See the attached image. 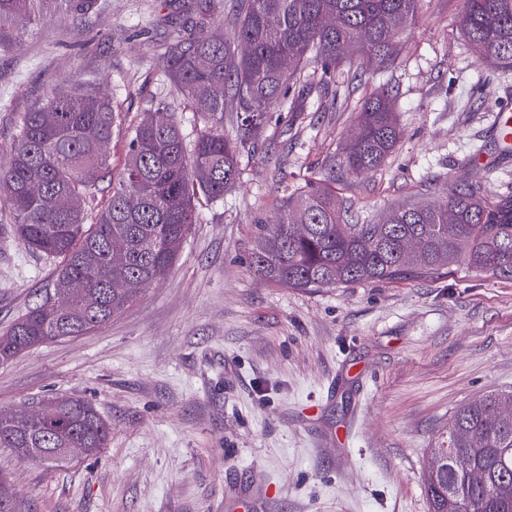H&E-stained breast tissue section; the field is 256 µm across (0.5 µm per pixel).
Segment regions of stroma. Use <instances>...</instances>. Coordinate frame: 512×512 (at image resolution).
<instances>
[{"label":"stroma","mask_w":512,"mask_h":512,"mask_svg":"<svg viewBox=\"0 0 512 512\" xmlns=\"http://www.w3.org/2000/svg\"><path fill=\"white\" fill-rule=\"evenodd\" d=\"M195 0H96L0 34V156L22 112L58 89L110 97L124 128L167 97L188 139L205 128L161 54ZM463 0H422L391 67L332 76L337 108L267 114L257 149L199 221L169 274L102 329L0 363V407L88 400L106 448L48 467L0 448L18 512H428L431 450L452 414L512 390V279L454 267L429 276L297 289L254 275L258 219L319 177L350 141L361 100L396 98L402 139L377 171L336 182L355 221L444 199L449 185L512 195V153L490 125L512 107V71L478 61L457 20ZM493 157L473 166L477 155ZM53 287L51 263L0 244V334Z\"/></svg>","instance_id":"1"}]
</instances>
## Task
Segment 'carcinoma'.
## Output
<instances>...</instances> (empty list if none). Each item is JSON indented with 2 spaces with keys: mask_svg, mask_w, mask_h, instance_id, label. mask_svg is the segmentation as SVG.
I'll list each match as a JSON object with an SVG mask.
<instances>
[{
  "mask_svg": "<svg viewBox=\"0 0 512 512\" xmlns=\"http://www.w3.org/2000/svg\"><path fill=\"white\" fill-rule=\"evenodd\" d=\"M421 0H234L224 24L230 39L187 33L166 46L164 71L205 130L187 143L171 105L160 100L127 130V153L108 199L99 184L110 173L109 145L120 126L110 99L80 88L54 92L22 113L10 152L0 160V203L11 235L54 262L53 291L0 335V362L55 339L108 324L145 288L164 278L198 222L196 201L224 200L239 180L238 158L261 132L268 109L288 103L295 86L308 95L306 68L323 74L367 61L382 69L400 55L403 34ZM459 29L480 62L512 71V0H463ZM73 0H0V33L23 17L67 14ZM249 47L247 53L239 46ZM236 102L240 135H224V103ZM357 137L333 157L318 182L288 199L275 223L260 226L250 267L288 288H331L425 276L447 266L512 277V196L487 200L477 184L448 186V204L392 210L383 221L351 224L336 203L338 175L377 170L401 138L394 98L383 88L365 97ZM305 225V232L294 225ZM423 242L412 260L402 242ZM120 241L123 249L112 250ZM123 282L128 288H115ZM30 422L0 408V447L54 464L61 448L95 454L110 424L78 397L40 401ZM512 391L491 392L458 409L433 449L448 457L426 478L429 512H512ZM480 471L481 484L468 475Z\"/></svg>",
  "mask_w": 512,
  "mask_h": 512,
  "instance_id": "obj_1",
  "label": "carcinoma"
}]
</instances>
